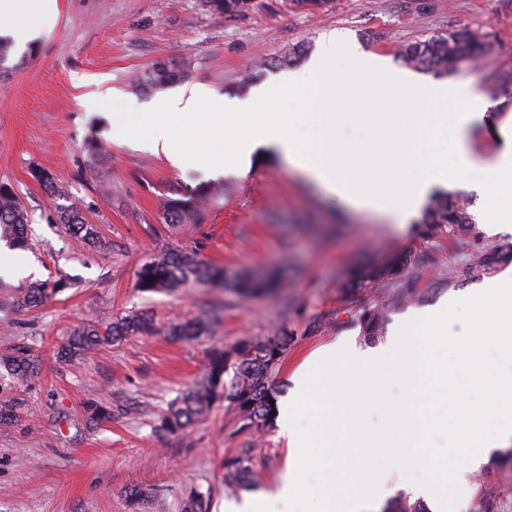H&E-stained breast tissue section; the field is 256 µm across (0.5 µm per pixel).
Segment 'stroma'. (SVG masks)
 Listing matches in <instances>:
<instances>
[{
	"label": "stroma",
	"mask_w": 512,
	"mask_h": 512,
	"mask_svg": "<svg viewBox=\"0 0 512 512\" xmlns=\"http://www.w3.org/2000/svg\"><path fill=\"white\" fill-rule=\"evenodd\" d=\"M43 37L13 46L0 80V184L17 193L30 216L35 266L27 277L0 283V358L25 347L36 367L27 380L0 377V512H183L189 495L206 512L225 501L275 489L288 462L277 426L242 429L228 402L183 432L160 426L168 404L205 372L208 354L246 338L287 327L292 340L270 378L275 395L294 387L301 365L317 349L346 339L375 349L411 317L467 298L504 271L512 259L491 263L478 277L452 279L469 253L512 243V232L485 224L479 196L460 189L471 224L448 228L415 219L400 227L378 213L307 182L274 150L247 172L209 178L204 167L177 168L164 156L119 141L117 112L150 110L162 96L200 87L228 104L274 87L286 72H304L325 35L337 30L364 54L411 70L404 45L467 27L491 50L445 75L470 86L490 107L468 138L489 159L499 150L491 125L512 119V0H330L320 10L297 0H251L227 14L208 0H55L42 21ZM160 62L187 63L180 80L146 88ZM505 77L495 94L493 77ZM95 142L97 156L85 151ZM52 174L49 196L32 169ZM210 185L198 216L166 223L162 203ZM78 207L98 232L85 243L55 220L57 205ZM171 249L196 252L234 274L274 272L275 290L248 299L221 288L189 284L169 293L144 292L136 273ZM411 259L414 296L391 310L379 337L364 336L360 311L383 303L381 284L346 287L349 271L392 256ZM65 278L70 286L41 306L19 301L31 284ZM215 309L211 335L194 341L166 336L164 327ZM145 311L160 334L132 336L62 362L58 353L75 331ZM109 407L95 421L91 408ZM249 449L256 479L235 490L224 485V460ZM504 493L492 512H512V445L495 449L471 478L455 512H469L482 488ZM142 490L131 502L132 490Z\"/></svg>",
	"instance_id": "1"
}]
</instances>
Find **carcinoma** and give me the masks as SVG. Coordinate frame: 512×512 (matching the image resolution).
I'll return each mask as SVG.
<instances>
[{"mask_svg": "<svg viewBox=\"0 0 512 512\" xmlns=\"http://www.w3.org/2000/svg\"><path fill=\"white\" fill-rule=\"evenodd\" d=\"M487 51V44L468 28L461 27L443 37L407 44L402 50L404 58L418 67L437 74L448 73L459 65L471 62ZM184 75L183 66L160 63L156 65L147 82L162 86ZM196 196L188 195L167 199L163 203L165 218L172 224L196 215ZM57 222L83 240L98 242L96 230L85 222L80 210L73 205L58 209ZM426 223L459 226L470 223L467 206L457 197L437 196L430 206ZM29 214L18 195L9 187L0 184V238L11 244L23 246L27 243ZM512 256V246L482 251L469 259L462 268L449 273V278L461 276L474 278L492 261ZM409 267L408 260L398 256L383 266L372 264L351 273L347 284L357 285L365 281L383 278ZM189 283H222L224 288L240 298L270 288L269 279L258 280L253 274L242 272L228 276L224 269L210 266L195 255L171 250L144 263L137 272L138 288L145 292L173 290ZM68 287L60 278L51 283L38 284L27 290L22 304L27 307L40 305L48 297ZM386 309L369 308L360 314L365 336H376L384 323ZM157 332L154 318L146 312H136L117 318L101 327L91 326L79 331L60 357L72 359L82 356L96 346L128 336H149ZM211 334V320L206 315L197 316L169 327L167 335L182 341L197 340ZM291 339L288 331L278 329L273 335L259 340H244L230 349L216 347L208 356L204 378L190 391L170 403L161 422L170 431H185L203 418L216 401L225 400L240 412L242 428L261 431L267 428L274 417V400L268 388V380L278 365ZM5 370L18 378L34 376V365L27 350L18 348L4 363ZM227 486L238 487L252 478V462L248 450L225 460Z\"/></svg>", "mask_w": 512, "mask_h": 512, "instance_id": "carcinoma-1", "label": "carcinoma"}]
</instances>
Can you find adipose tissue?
<instances>
[{"label": "adipose tissue", "mask_w": 512, "mask_h": 512, "mask_svg": "<svg viewBox=\"0 0 512 512\" xmlns=\"http://www.w3.org/2000/svg\"><path fill=\"white\" fill-rule=\"evenodd\" d=\"M50 0H0V35L18 44L41 36L38 16ZM347 57L351 70L337 76L336 56ZM316 76L304 107L312 115L315 135L304 140L296 130L298 113L260 90L255 101L240 103L242 128L224 123V104L214 94L194 89L161 98L141 118H122L113 126L120 138L138 139L176 165L205 163L221 171L249 169L253 152L272 146L289 165L326 192L352 206L385 214L398 224L416 217L434 186L481 184L484 216L498 228L512 227V124L497 132L501 145L492 161L474 156L466 141L478 105L471 90L436 84L389 67L375 54L357 53L341 35H330L308 65ZM392 101L388 120L361 111L363 102ZM372 126L388 143L385 153L341 144L339 127L352 121ZM453 122L452 142L442 128Z\"/></svg>", "instance_id": "adipose-tissue-1"}]
</instances>
